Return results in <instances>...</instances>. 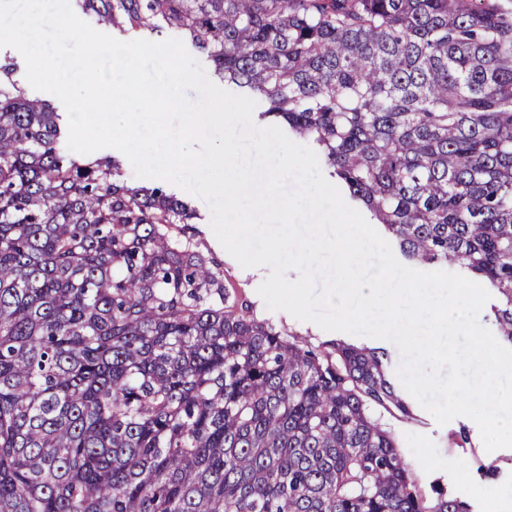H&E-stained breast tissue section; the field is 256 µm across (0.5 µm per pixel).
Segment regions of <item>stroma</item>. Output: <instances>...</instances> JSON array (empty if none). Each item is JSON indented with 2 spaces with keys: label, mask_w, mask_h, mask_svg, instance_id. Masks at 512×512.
<instances>
[{
  "label": "stroma",
  "mask_w": 512,
  "mask_h": 512,
  "mask_svg": "<svg viewBox=\"0 0 512 512\" xmlns=\"http://www.w3.org/2000/svg\"><path fill=\"white\" fill-rule=\"evenodd\" d=\"M167 190L196 209L203 249L221 261L227 290L238 302L248 306L254 318L273 324L316 350H331L333 343L342 340L358 347L386 351L387 373L395 375L400 355L392 342L326 331L288 312L269 310L257 292L262 276L249 273L219 243L211 228L208 204L175 185H168ZM404 400L408 413L379 410L375 416L395 439L422 493L432 500L441 489L448 497L465 503L469 512H496L497 497L512 492V450L487 451L477 424L469 417H457L441 425L412 395H405Z\"/></svg>",
  "instance_id": "1"
}]
</instances>
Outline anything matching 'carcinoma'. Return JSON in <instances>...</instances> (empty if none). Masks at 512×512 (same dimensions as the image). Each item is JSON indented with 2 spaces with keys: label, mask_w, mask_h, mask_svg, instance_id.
Listing matches in <instances>:
<instances>
[{
  "label": "carcinoma",
  "mask_w": 512,
  "mask_h": 512,
  "mask_svg": "<svg viewBox=\"0 0 512 512\" xmlns=\"http://www.w3.org/2000/svg\"><path fill=\"white\" fill-rule=\"evenodd\" d=\"M188 39L311 143L401 255L495 292L512 345V13L497 0H73ZM68 149L0 61V512H464L372 407L384 357L244 313L196 213Z\"/></svg>",
  "instance_id": "obj_1"
}]
</instances>
